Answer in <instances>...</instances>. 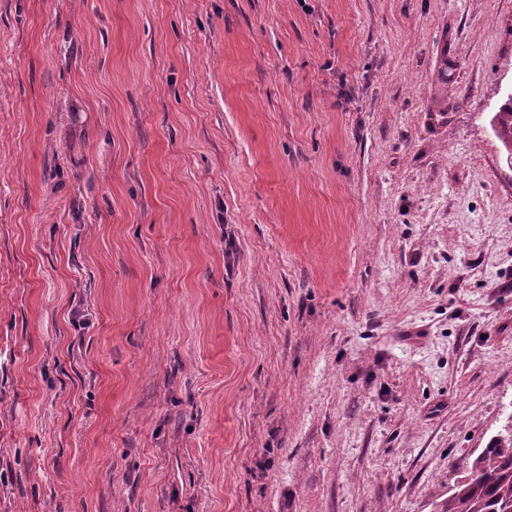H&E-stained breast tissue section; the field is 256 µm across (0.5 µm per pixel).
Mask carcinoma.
Returning a JSON list of instances; mask_svg holds the SVG:
<instances>
[{
    "label": "carcinoma",
    "mask_w": 512,
    "mask_h": 512,
    "mask_svg": "<svg viewBox=\"0 0 512 512\" xmlns=\"http://www.w3.org/2000/svg\"><path fill=\"white\" fill-rule=\"evenodd\" d=\"M496 136L512 144V101L495 116ZM439 512H512V432L498 433L451 489Z\"/></svg>",
    "instance_id": "obj_1"
}]
</instances>
